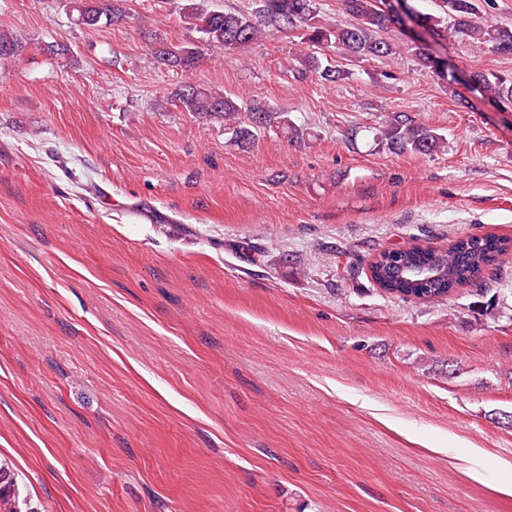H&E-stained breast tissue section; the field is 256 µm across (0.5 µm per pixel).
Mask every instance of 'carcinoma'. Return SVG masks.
<instances>
[{
    "instance_id": "obj_1",
    "label": "carcinoma",
    "mask_w": 512,
    "mask_h": 512,
    "mask_svg": "<svg viewBox=\"0 0 512 512\" xmlns=\"http://www.w3.org/2000/svg\"><path fill=\"white\" fill-rule=\"evenodd\" d=\"M259 2L260 6L251 15L191 4L183 13V19L194 25L206 42L232 48L254 43L270 26L280 32L298 31L300 44L304 45L297 53L301 74H313L321 82H338L345 76L344 71L332 65L322 53L325 48H332L342 56L367 60L388 57L396 50L395 43L376 36L395 23L390 13V0H342L351 19L336 27L326 26L318 19L316 0ZM435 5L440 12L438 16L420 14L409 5L405 12L417 18L433 36L446 40L452 34L479 47L487 46L499 55H512V28L474 21V0H435ZM73 10L77 13L76 24L85 27H94L102 20L111 24L124 20L119 0H74ZM445 16L453 20L450 29L441 26ZM415 56L420 67L441 80L458 83L499 103L512 104V75L460 72L425 47H415ZM199 57L196 47H163L157 51V58L163 64L182 71L195 68ZM177 96L185 111L224 122V131L230 135V140L243 148L253 145L262 132L272 128L279 130L291 143L304 145L308 141L304 131L288 118V113L265 104L233 99L191 84L183 86ZM381 138L394 152L421 155L437 153L447 144L446 137L436 129L399 115L386 121ZM511 250L512 239L493 235L458 238L446 248L412 245L401 253L399 264L424 271L430 276L429 280L398 277L395 266L384 257L371 265L370 274L374 284L388 295L438 302L458 288L477 284L483 271ZM19 496L14 477L0 467V512H21Z\"/></svg>"
}]
</instances>
